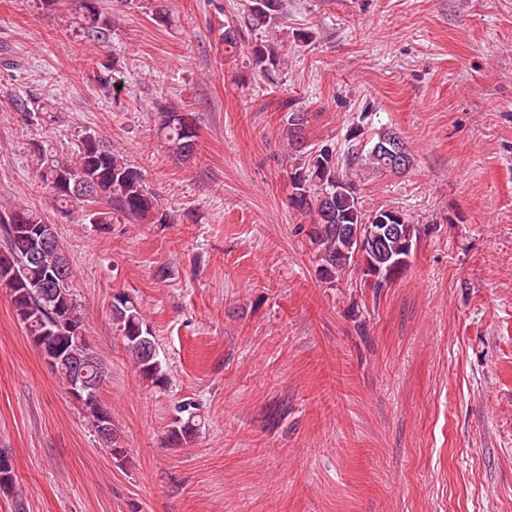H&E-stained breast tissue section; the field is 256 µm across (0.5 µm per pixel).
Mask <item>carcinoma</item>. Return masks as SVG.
<instances>
[{
  "label": "carcinoma",
  "mask_w": 512,
  "mask_h": 512,
  "mask_svg": "<svg viewBox=\"0 0 512 512\" xmlns=\"http://www.w3.org/2000/svg\"><path fill=\"white\" fill-rule=\"evenodd\" d=\"M101 0H73L78 19L79 36L103 47L112 42V18ZM248 19L256 28H272L284 14V0H247ZM252 62L262 71L281 65L282 53L272 39L255 43ZM15 108L28 124L43 119L53 111L41 97L28 93L16 101ZM308 113H288L286 136L289 152L302 158L289 174L293 207L310 216L302 232L315 246L319 275L332 281L345 268L355 263L375 270L376 278L364 280V286L375 292L403 275L411 262L420 229L406 221L377 223L378 214L365 215L358 206L357 172L361 165L375 171H388V157L380 146L395 133L389 129L377 132L371 146L349 139L344 164L336 163L333 149L322 148L305 158L304 129ZM165 145L176 156L187 158L197 148V133L189 114L176 107L163 112L159 127ZM41 185L59 211L79 207L90 224L112 223V212L126 220L148 224L174 223L173 211L164 207L149 191L144 175L128 163L122 154L105 145L95 132L83 135L78 151L70 158L45 156L39 173ZM0 235L10 254L31 258L29 270L18 279L11 304L29 336H39L37 346L57 351L62 357L53 366L54 374L66 390L82 377L91 385V393L81 402L82 409L95 433L102 424L110 425L112 411L102 401L105 371L88 337L84 316L68 282L72 278L70 262L59 242L55 225L48 223L37 209L21 205L0 204ZM112 319L118 324L128 354L139 375L163 387L168 381L154 345L150 326L135 302L125 293L114 297ZM183 416L176 419L167 441L176 445L192 441L198 434L201 418L184 406ZM16 475L12 453L0 448V492L15 490Z\"/></svg>",
  "instance_id": "cac0c4a2"
}]
</instances>
